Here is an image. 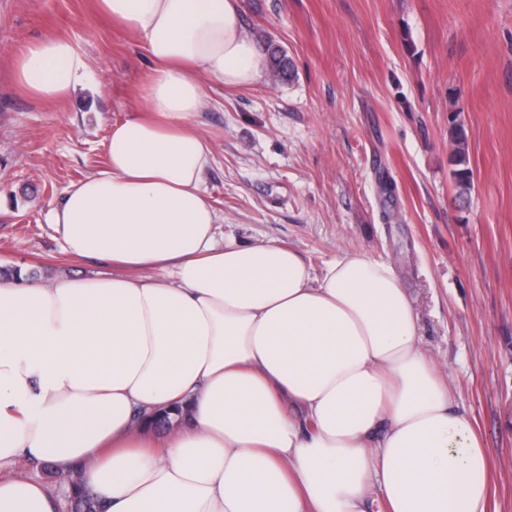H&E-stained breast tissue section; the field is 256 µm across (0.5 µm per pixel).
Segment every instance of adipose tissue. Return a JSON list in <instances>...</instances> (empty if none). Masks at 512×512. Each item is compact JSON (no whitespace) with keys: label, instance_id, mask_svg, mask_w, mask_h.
<instances>
[{"label":"adipose tissue","instance_id":"obj_1","mask_svg":"<svg viewBox=\"0 0 512 512\" xmlns=\"http://www.w3.org/2000/svg\"><path fill=\"white\" fill-rule=\"evenodd\" d=\"M98 3L153 66L105 167L48 215L110 272L0 281V512H58L24 462L75 473L104 512H488L489 456L390 263L216 241L192 119L203 78L266 73L241 0ZM13 76L41 103L90 84L63 36L15 54Z\"/></svg>","mask_w":512,"mask_h":512}]
</instances>
